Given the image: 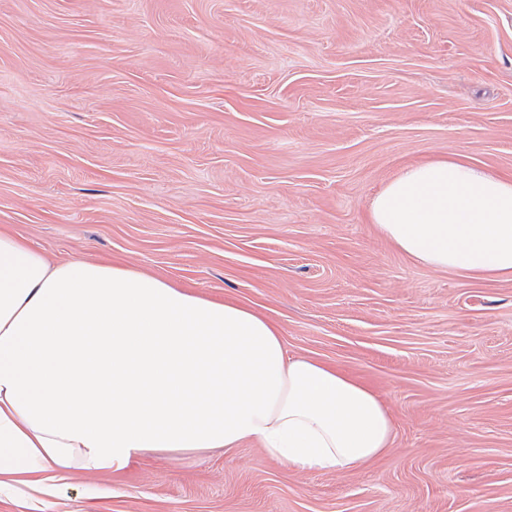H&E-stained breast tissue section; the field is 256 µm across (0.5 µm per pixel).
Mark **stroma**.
I'll list each match as a JSON object with an SVG mask.
<instances>
[{"instance_id": "stroma-1", "label": "stroma", "mask_w": 512, "mask_h": 512, "mask_svg": "<svg viewBox=\"0 0 512 512\" xmlns=\"http://www.w3.org/2000/svg\"><path fill=\"white\" fill-rule=\"evenodd\" d=\"M448 153L512 174V0H0V230L246 304L396 424L348 472L150 452L0 512H512V277L367 220Z\"/></svg>"}]
</instances>
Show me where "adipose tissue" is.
Instances as JSON below:
<instances>
[{"label": "adipose tissue", "mask_w": 512, "mask_h": 512, "mask_svg": "<svg viewBox=\"0 0 512 512\" xmlns=\"http://www.w3.org/2000/svg\"><path fill=\"white\" fill-rule=\"evenodd\" d=\"M370 223L413 261L512 276V177L460 154L410 165ZM378 394L289 355L251 307L119 264L53 261L0 232V490L118 474L149 450L257 443L298 472L371 464L394 442Z\"/></svg>", "instance_id": "1"}]
</instances>
